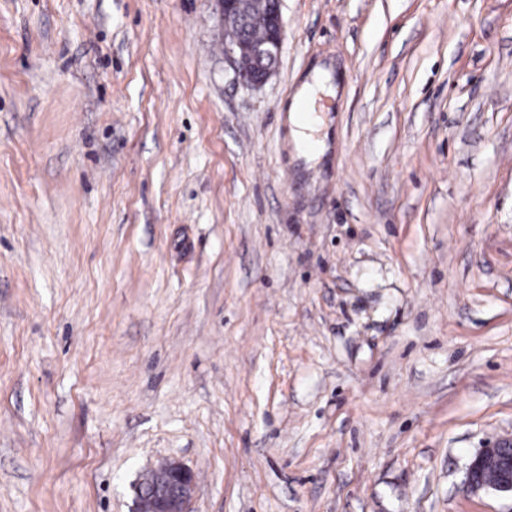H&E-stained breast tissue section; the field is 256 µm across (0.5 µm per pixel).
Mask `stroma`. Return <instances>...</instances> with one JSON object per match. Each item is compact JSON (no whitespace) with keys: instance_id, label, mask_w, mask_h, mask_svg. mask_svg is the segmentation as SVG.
<instances>
[{"instance_id":"stroma-1","label":"stroma","mask_w":512,"mask_h":512,"mask_svg":"<svg viewBox=\"0 0 512 512\" xmlns=\"http://www.w3.org/2000/svg\"><path fill=\"white\" fill-rule=\"evenodd\" d=\"M280 7L253 88L214 0H0V512H512V0ZM330 80L327 72L318 70L314 84L306 85L305 89L295 98L289 115L291 122V133L297 148L301 146H309L311 153L319 156L323 153V143L314 138L313 132L317 130L316 126L320 119L317 117H306L302 114L305 108L308 112H312L318 93L326 92L325 84ZM310 153V154H311ZM488 473L496 476V483L486 482ZM462 485L471 494L492 490L512 501V439H502L481 448L468 463ZM140 480L133 512H192L194 472L177 461H166Z\"/></svg>"}]
</instances>
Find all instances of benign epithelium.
Instances as JSON below:
<instances>
[{
  "mask_svg": "<svg viewBox=\"0 0 512 512\" xmlns=\"http://www.w3.org/2000/svg\"><path fill=\"white\" fill-rule=\"evenodd\" d=\"M221 23L242 11L244 0H216ZM284 39V21L276 11L268 38L261 44L235 42L224 45V58L230 63L234 80L250 87L264 85L275 72V66L257 69L255 64L279 57ZM492 473L496 483L485 476ZM195 489L194 472L177 461H166L154 475L140 480L133 512H192L190 504ZM463 489L471 494L492 490L512 499V439H502L480 449L468 463Z\"/></svg>",
  "mask_w": 512,
  "mask_h": 512,
  "instance_id": "benign-epithelium-1",
  "label": "benign epithelium"
}]
</instances>
